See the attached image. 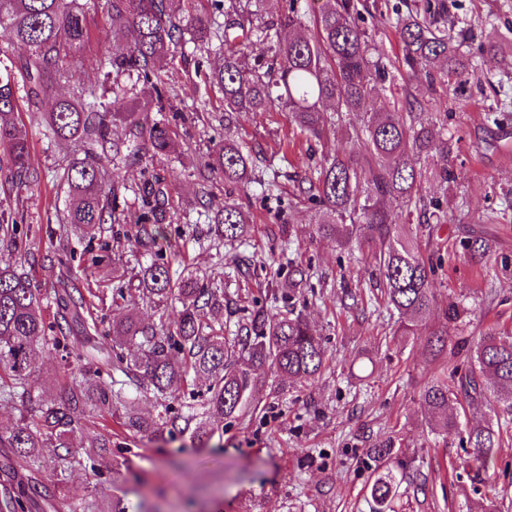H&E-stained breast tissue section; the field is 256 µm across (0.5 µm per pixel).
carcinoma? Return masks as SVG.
Returning a JSON list of instances; mask_svg holds the SVG:
<instances>
[{"label": "carcinoma", "instance_id": "cac0c4a2", "mask_svg": "<svg viewBox=\"0 0 512 512\" xmlns=\"http://www.w3.org/2000/svg\"><path fill=\"white\" fill-rule=\"evenodd\" d=\"M262 2L224 0L221 23L195 9L178 20L170 12L169 0H0V28L8 29L26 48V54L9 59L0 70V174H5L0 189L9 197L38 181L27 133L13 116L21 111L20 99L36 106L67 78L66 64L92 39L87 22L92 11L107 17V34L113 39L130 41L128 51L108 58L105 77H136L144 103L128 108L116 96L105 104L97 89L83 88L57 99L52 110L41 115L48 135L73 143L83 153L63 168L59 178L70 201L66 223L80 239H93L112 221L110 200L117 199L126 185L116 180L109 184L107 176L125 153L169 152L170 125L146 113L165 111L162 72L177 49L189 43L196 48L215 38L224 48L211 71L212 82L224 95V111L268 112L281 105L291 112L296 132L314 138L335 126H351V115L363 109L377 83L389 75V63L373 56L367 32L358 23L356 0H324L311 35L302 31L299 0H288V12L277 23L264 20ZM444 14L443 10L427 19L409 13L396 21L406 65L426 76L409 107L364 113L362 124L352 126V136L361 141L364 153L337 156L302 178L309 184L308 200L320 207L318 234L337 241L353 235L368 248L388 306L399 314L404 334L413 336L425 326L432 309L436 270L433 256L421 252L389 205L409 214L429 213L437 224L448 223V212L439 201L422 195L423 173L411 162L413 156L433 162L442 182H448V139L435 123L415 120L414 113L424 111L426 97L437 88L476 71L473 58L461 53L448 30L439 26ZM282 26L297 29L296 35L280 39ZM254 40L268 43L271 57L248 65L240 46ZM205 167L222 173L228 183L251 182L249 155L233 141L214 145ZM138 193L146 211L136 220V242L148 233L146 225L158 230L167 220L159 181H143ZM247 224L244 213L226 201L214 219L213 233L235 241ZM18 226L19 214L0 208V240L15 241ZM489 248L488 240H473L471 261L483 263ZM138 275L141 299L164 308L177 302L179 317L146 325L132 314L123 316L112 322L111 352L99 360L94 338L98 326L87 317L80 284L71 278L59 280L53 297L58 312L48 323L42 314L43 298L23 265L0 258V402L30 395L32 364L41 348L50 345L82 364L64 403L45 396L38 416H23L9 435H0V447L12 449V461L18 465L35 461L45 450L51 452L56 488L64 486L76 468L100 472L101 451L112 440L98 436L86 448L73 443L94 412H119L117 424L134 440H143L159 426L173 440L188 434L201 441L214 430L196 422L195 414L185 415L167 403L185 384H190V398L203 394L209 410L236 419L250 405L255 364L268 362L278 373L299 381L315 378L325 365L320 340L291 310L254 317L246 335L229 343L224 325L207 318V310L222 305L223 291L207 288L191 276L173 279L169 262L162 257L141 267ZM130 344L138 353L128 356L124 350ZM147 394L161 407L158 419L151 422L136 410L138 397ZM462 400L512 412V336L485 333L470 354L465 373L444 371L431 380L423 401L433 411V431L459 428L452 406ZM500 437L492 423L475 422L466 425L462 442L473 461L485 468ZM368 455L374 462L370 512H393L403 480L394 466V440L374 444ZM44 506L52 507L45 486L18 481L0 494V512H40ZM68 507L70 512H145L115 484L99 510L81 499Z\"/></svg>", "mask_w": 512, "mask_h": 512}]
</instances>
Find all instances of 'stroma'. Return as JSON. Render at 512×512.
Wrapping results in <instances>:
<instances>
[{
	"mask_svg": "<svg viewBox=\"0 0 512 512\" xmlns=\"http://www.w3.org/2000/svg\"><path fill=\"white\" fill-rule=\"evenodd\" d=\"M434 0H378L362 12L376 54L390 62L392 76L378 85L368 110L406 106L419 83L409 74L393 28L396 11H426ZM446 25L473 56L477 70L438 90L422 119L448 137L455 179L442 185L427 169L422 192L448 210L439 236L444 266L432 288L436 303L425 330L400 335L379 288V273L362 255L357 240L340 244L317 233L319 210L304 200L293 180L326 157L359 153L358 141L344 130L318 141L294 137L287 110L225 114L224 96L209 76L219 55L214 46L194 56L176 57L163 73L167 114L173 115L169 155H139L120 164L127 186L116 203L115 223L100 238L63 250L68 227L62 218L65 196L58 186L74 147L48 139L30 110L16 116L24 124L39 184L0 207L22 212L21 260L42 297H51L58 275L72 273L101 298L96 318L100 334L126 313L153 323L158 312L139 297L137 273L163 254L175 275L205 278L224 291L213 316L226 338L258 314L300 313L327 351L322 373L300 383L270 365L254 370L253 401L247 412L224 423L223 434L197 444L156 432L152 439L106 449L125 487L137 490L148 512H370L371 468L365 456L373 443L391 438L405 478L396 512H512V429L502 436L489 470L467 463L458 434L430 431L432 414L422 400L430 378L441 368L465 372L467 351L485 330L512 334V55L479 53L482 44L512 36V0H447ZM102 16L91 18L92 43L68 69L60 94L102 82L108 56L128 44L106 37ZM251 154L248 186L224 183L204 169L206 155L223 139ZM277 178L280 200L264 198L261 181ZM160 180L166 190V235L130 245L128 234L141 212L134 186ZM209 206H201V193ZM244 211L250 233L214 247L209 228L224 202ZM492 244L487 277L466 251L472 240ZM308 267L306 287L285 291L293 266ZM125 299L112 300L113 289ZM458 307L461 317L447 322L443 312ZM448 333V346L433 356L432 331ZM60 352L40 350L32 366V393L23 404L0 402V435L19 414H38L41 395L63 403L76 372Z\"/></svg>",
	"mask_w": 512,
	"mask_h": 512,
	"instance_id": "35a3bbf8",
	"label": "stroma"
}]
</instances>
